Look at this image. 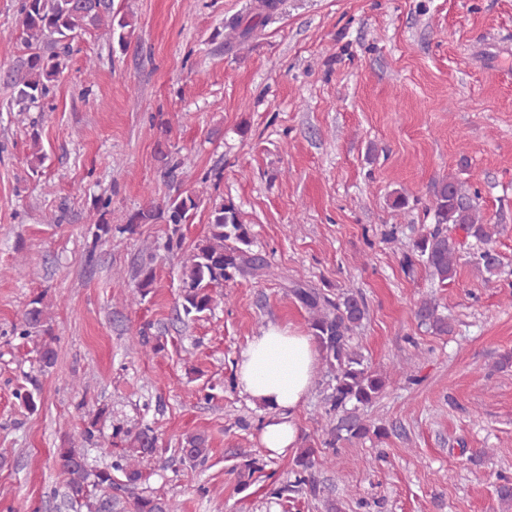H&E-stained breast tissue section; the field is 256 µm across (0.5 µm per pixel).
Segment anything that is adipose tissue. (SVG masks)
<instances>
[{"label":"adipose tissue","instance_id":"ef3b65f1","mask_svg":"<svg viewBox=\"0 0 512 512\" xmlns=\"http://www.w3.org/2000/svg\"><path fill=\"white\" fill-rule=\"evenodd\" d=\"M318 361L312 336L276 324L262 328L239 351L234 385L267 411L259 441L269 457L287 455L297 447L295 414L312 388Z\"/></svg>","mask_w":512,"mask_h":512}]
</instances>
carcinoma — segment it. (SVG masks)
<instances>
[{"label":"carcinoma","instance_id":"cac0c4a2","mask_svg":"<svg viewBox=\"0 0 512 512\" xmlns=\"http://www.w3.org/2000/svg\"><path fill=\"white\" fill-rule=\"evenodd\" d=\"M276 8L275 0H258L255 19L233 18L227 27L246 40L258 22L268 18ZM21 17V44L25 57L0 74V80L11 87L20 111L31 108L49 97L54 83L67 67L73 52L72 42L78 33L89 28L104 27L118 34L119 43L127 38L130 27L126 17L113 11L112 0H18ZM198 208L196 198L178 195L166 207H146L130 217L132 224H152L159 219L171 225L167 248L182 247L180 226L188 224ZM433 222L404 254L406 265L422 263L439 283L455 278L463 259L458 233L481 244L471 261L488 277L498 275L501 260L496 254L498 225L486 222L478 202V194L470 192L453 177L441 180L434 192L431 208ZM257 278L273 275L265 256L252 250L251 233L241 213L232 202L212 206L209 214V234L198 241L186 255L182 265L181 299L185 315L199 317L211 310L218 297L217 288L239 275ZM136 294L145 298L153 288V270L143 267L138 272ZM293 294L307 310L311 335L331 376L332 393L325 415L336 425L322 441V447L310 445L299 449L292 460L288 481L271 490L280 499L285 495H301L314 500L322 488L316 472L324 464L326 450L336 449L341 441L364 439L369 435L382 438L387 430L361 418L360 407L373 403L385 390L386 377L365 361L351 346V333L366 317L364 302L347 290L335 298L314 288L293 289ZM419 323L438 335L448 334L447 318L438 314L430 300L420 303L416 311ZM42 300L31 302L25 322L28 326L44 323ZM128 446L112 467L90 470L84 453L75 448L59 449L63 469L68 475L66 497L82 502L88 512H173L164 498L154 494H135L131 486L143 477L144 463L159 452L150 429L135 434L127 431ZM184 460L193 465L205 463L209 448L204 435L186 437L180 448Z\"/></svg>","mask_w":512,"mask_h":512}]
</instances>
